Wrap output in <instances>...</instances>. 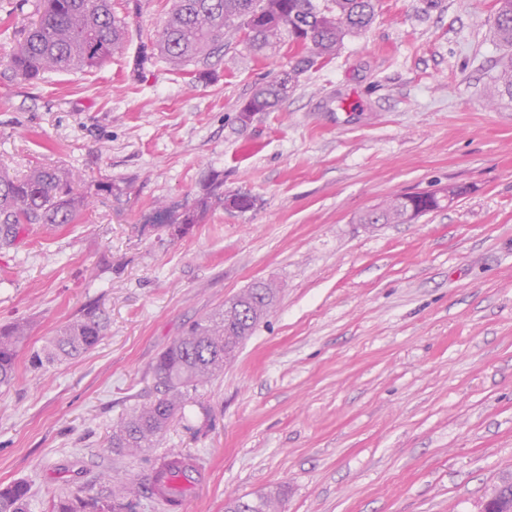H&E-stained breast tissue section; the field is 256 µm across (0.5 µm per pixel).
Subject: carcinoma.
Here are the masks:
<instances>
[{
  "mask_svg": "<svg viewBox=\"0 0 512 512\" xmlns=\"http://www.w3.org/2000/svg\"><path fill=\"white\" fill-rule=\"evenodd\" d=\"M377 0H173L151 50H141L139 64L160 60L182 71L207 64L224 52V38L242 32L251 48L262 50L281 42L293 50L294 64L258 87L244 105L242 119L267 112L286 98L297 78L318 60L335 55L344 38L364 31L373 21ZM38 21L17 39L5 61L6 71L25 82H38L52 73L101 68L126 38L125 18L112 12V0H43ZM490 33L508 51L498 75L488 87L495 102L512 99V0H495L488 20ZM80 175L56 167L35 165L24 175L8 172L0 163V249L9 248L31 224L62 226L77 223L85 199L77 193ZM448 205L443 194L400 196L378 205L360 218L363 224H401ZM277 295L271 283L258 282L224 306L199 318L187 333L169 345L152 366L153 390L112 426L108 447L117 454L141 451L159 438L193 392L206 385L233 360L240 345L272 308ZM24 321L0 325V388L17 376L21 346L29 336ZM107 321L95 307L83 310L59 327L28 363L38 370L58 359L86 353L103 340ZM198 471L197 458L169 450L155 459L146 492L164 512H180L182 482ZM113 483L108 496L86 498L66 491L51 512H113L112 502L138 495L136 485L106 475ZM282 491L235 498L225 509L237 512H281ZM30 490L23 481L0 487V512H28Z\"/></svg>",
  "mask_w": 512,
  "mask_h": 512,
  "instance_id": "1",
  "label": "carcinoma"
}]
</instances>
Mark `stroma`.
Masks as SVG:
<instances>
[{
	"label": "stroma",
	"mask_w": 512,
	"mask_h": 512,
	"mask_svg": "<svg viewBox=\"0 0 512 512\" xmlns=\"http://www.w3.org/2000/svg\"><path fill=\"white\" fill-rule=\"evenodd\" d=\"M37 4L0 0V61ZM112 5L129 34L102 68L0 78V158L76 170L88 200L80 223L0 249V323L32 326L0 389V485L28 483L29 512H49L65 489L103 495L108 472L143 481L174 448L201 465L183 512L273 488L282 512H480L512 479V99L485 97L493 0H378L367 30L246 122L288 44L233 40L202 79L141 69L169 0ZM450 185L465 194L410 223L359 221ZM237 192L252 209L225 205ZM258 281L277 298L235 359L158 447L111 452L159 353ZM89 306L109 322L98 347L30 369Z\"/></svg>",
	"instance_id": "35a3bbf8"
}]
</instances>
